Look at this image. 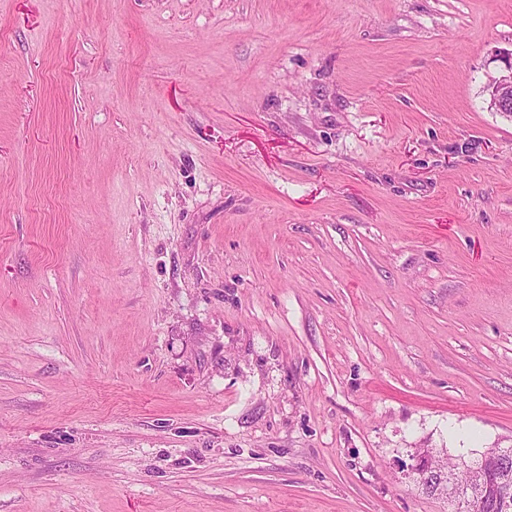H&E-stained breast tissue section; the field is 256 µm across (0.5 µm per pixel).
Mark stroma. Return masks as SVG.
Instances as JSON below:
<instances>
[{
    "mask_svg": "<svg viewBox=\"0 0 512 512\" xmlns=\"http://www.w3.org/2000/svg\"><path fill=\"white\" fill-rule=\"evenodd\" d=\"M512 0H0V512H448L512 446ZM505 73L491 77L485 86L488 107L494 112L512 119V52L502 56ZM481 462H484L489 457L494 456L499 460H502L501 469L495 471L490 476L485 477L480 470L472 469L471 465L477 461V459H472L467 461L464 457L465 465H460V457L457 463L449 464L448 462H444L441 460L438 462V466L441 468H445L448 470H454L455 475L462 484L470 485L474 487L473 489L476 492V499L473 501V505L470 508V502L466 496V492L468 489L470 490V486L462 485L456 482L453 478L448 477V472L443 471L440 473V477H438L439 482L448 483V486H444L443 484H436L433 478H428L427 474H419V486L423 492L427 494H434L438 491H445L448 488V493L456 494L460 498L459 502V510L460 511H468V512H512V504L511 509L509 511H501L495 510L493 508L491 502V494H492V484L493 481L499 475H502L504 478H509L512 480V460L509 462L507 466V470L504 468L503 464L507 463L509 459H511V448H486L483 452L480 453ZM435 483V484H434ZM475 486L477 487L475 489ZM470 509V510H469Z\"/></svg>",
    "mask_w": 512,
    "mask_h": 512,
    "instance_id": "1",
    "label": "stroma"
}]
</instances>
